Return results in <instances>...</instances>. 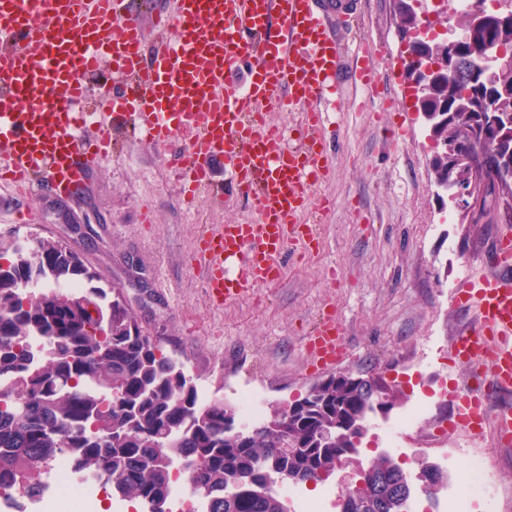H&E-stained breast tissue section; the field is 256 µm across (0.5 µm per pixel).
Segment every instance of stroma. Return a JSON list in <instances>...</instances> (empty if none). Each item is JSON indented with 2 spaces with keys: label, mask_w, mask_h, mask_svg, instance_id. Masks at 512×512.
I'll return each instance as SVG.
<instances>
[{
  "label": "stroma",
  "mask_w": 512,
  "mask_h": 512,
  "mask_svg": "<svg viewBox=\"0 0 512 512\" xmlns=\"http://www.w3.org/2000/svg\"><path fill=\"white\" fill-rule=\"evenodd\" d=\"M338 37L347 48L361 38L386 45L388 54L377 64L383 95L352 106L355 89L342 75L328 105L332 171L321 189L333 206L312 253L293 247L283 255L277 288L255 289L219 310L209 305L193 260L196 230L236 224L253 212L232 192L222 204L207 200L199 211L189 210L170 156L140 142L105 161L79 200L40 193L14 198L0 190V237L34 233L69 241L107 286L121 289L164 353L182 363L210 399L229 404L239 387L250 386L266 406H280L327 378V371L311 368L304 338L322 310H335L350 351L336 372L404 383L400 405L371 414L370 423L398 419L417 405L445 423L448 449H419L408 437L392 457L403 464L417 454L458 488L466 453L451 424L456 404L441 393L445 383L468 376L451 354L453 337L469 321L457 290L463 280L488 273L497 227L467 223L435 183L429 125L411 98L393 0H355ZM356 203L370 223H355ZM144 205L154 210V223H141ZM23 208L35 212V223H14ZM484 445L491 450L488 493L473 512H512L506 500L512 462L496 454L493 430H485Z\"/></svg>",
  "instance_id": "1"
}]
</instances>
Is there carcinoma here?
<instances>
[{
    "mask_svg": "<svg viewBox=\"0 0 512 512\" xmlns=\"http://www.w3.org/2000/svg\"><path fill=\"white\" fill-rule=\"evenodd\" d=\"M468 42L459 68L421 73L429 84L419 99L433 118V137L455 143L494 175L512 164V7L453 16ZM401 31L419 28L411 0H398ZM500 45L495 85L483 79L484 50ZM412 52L419 64L448 55L441 41L418 37ZM474 138L461 140V128ZM0 489L34 490L50 461L74 457V472L109 487L112 496L145 512H172V490L185 479L190 494L209 512H288L273 491L278 478L317 483L346 456L352 434L325 432L336 421L359 417L384 393L379 375L354 383L331 377L313 401L276 407L255 432L236 435L238 408L221 400L204 403L183 365L146 334L120 292L103 287L30 291L42 280L91 282L80 253L53 239L35 248L0 241ZM45 340L34 358L27 339ZM176 434L179 445L160 440ZM294 448L286 451L282 445ZM360 486L348 490L345 512H404L411 491L403 468L387 454L360 465Z\"/></svg>",
    "mask_w": 512,
    "mask_h": 512,
    "instance_id": "carcinoma-1",
    "label": "carcinoma"
}]
</instances>
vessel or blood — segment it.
<instances>
[{
	"instance_id": "vessel-or-blood-1",
	"label": "vessel or blood",
	"mask_w": 512,
	"mask_h": 512,
	"mask_svg": "<svg viewBox=\"0 0 512 512\" xmlns=\"http://www.w3.org/2000/svg\"><path fill=\"white\" fill-rule=\"evenodd\" d=\"M342 0H0V181L75 200L89 175L111 158L130 128L158 150L191 132L176 163L188 195L216 192L211 168L222 159L254 219L201 227L195 239L209 304L216 309L247 289L283 276L289 246L319 243L329 208L316 190L329 177L328 131L321 108L343 70L367 97L380 92L374 65L388 49L358 43L345 58L337 30ZM246 65L248 77L233 73ZM97 90L102 112L79 105ZM272 107L295 111L299 143L287 145ZM496 262L464 280L460 306L474 326L454 337L455 358L480 381V399L497 398L494 435L512 445V227L494 239ZM313 368L348 355L335 313L305 338Z\"/></svg>"
}]
</instances>
